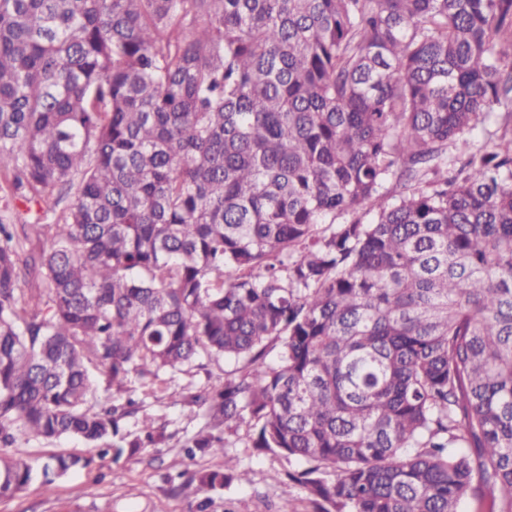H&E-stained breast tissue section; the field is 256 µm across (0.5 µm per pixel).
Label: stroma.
Here are the masks:
<instances>
[{"instance_id": "35a3bbf8", "label": "stroma", "mask_w": 512, "mask_h": 512, "mask_svg": "<svg viewBox=\"0 0 512 512\" xmlns=\"http://www.w3.org/2000/svg\"><path fill=\"white\" fill-rule=\"evenodd\" d=\"M236 366L231 358H207L202 366L163 373L160 382L152 385L129 377L128 388L143 401L147 413L165 425L166 444L116 462L107 458L71 471L58 480L50 494L39 481H32L20 493L0 497V512H194L201 497L190 487L173 491L167 474L217 471L223 469L224 459L218 455L192 460L184 456L181 444L198 430L202 416L197 407L183 404L182 396L222 383ZM250 435V425L241 424L227 447L228 453L240 456L249 472L248 482L208 492L206 512H312L302 488L286 477L288 471L299 469V462L248 448ZM11 453L43 459L59 454L88 456L92 450L72 437L52 442L24 437Z\"/></svg>"}]
</instances>
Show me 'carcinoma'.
I'll list each match as a JSON object with an SVG mask.
<instances>
[{
  "mask_svg": "<svg viewBox=\"0 0 512 512\" xmlns=\"http://www.w3.org/2000/svg\"><path fill=\"white\" fill-rule=\"evenodd\" d=\"M499 113L512 0H0V160L45 214L73 196L22 266L0 217V497L162 443L127 377L225 357L184 396L186 456H224L198 490L247 480L246 421L313 512H512ZM9 453L15 456L45 459L50 455H79L94 454L82 441L72 437H62L53 442H42L23 437L15 448H9Z\"/></svg>",
  "mask_w": 512,
  "mask_h": 512,
  "instance_id": "carcinoma-1",
  "label": "carcinoma"
}]
</instances>
